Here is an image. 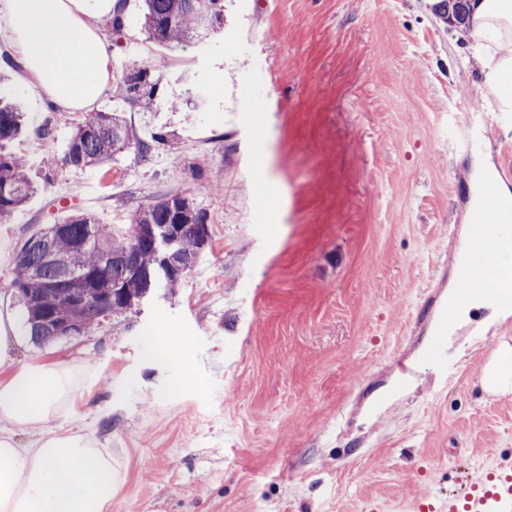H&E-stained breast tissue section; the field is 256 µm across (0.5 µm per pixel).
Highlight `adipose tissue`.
Wrapping results in <instances>:
<instances>
[{"instance_id": "adipose-tissue-1", "label": "adipose tissue", "mask_w": 512, "mask_h": 512, "mask_svg": "<svg viewBox=\"0 0 512 512\" xmlns=\"http://www.w3.org/2000/svg\"><path fill=\"white\" fill-rule=\"evenodd\" d=\"M119 0H5L0 30L20 58L19 81L65 110L90 111L111 79L112 44L96 19ZM467 41L490 104L512 112V0H471ZM11 318L0 315V512H106L112 457L89 434L60 428L83 401L84 367L16 364ZM33 434L19 447L16 431Z\"/></svg>"}]
</instances>
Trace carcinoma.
I'll list each match as a JSON object with an SVG mask.
<instances>
[{"instance_id": "carcinoma-1", "label": "carcinoma", "mask_w": 512, "mask_h": 512, "mask_svg": "<svg viewBox=\"0 0 512 512\" xmlns=\"http://www.w3.org/2000/svg\"><path fill=\"white\" fill-rule=\"evenodd\" d=\"M465 19L464 0H441L437 16L448 23V13ZM144 27L149 37L169 46L197 43L224 25L223 0H144ZM22 132V112L0 98V224L7 223L36 191L29 180L25 160L3 151V144ZM135 137L118 112H98L78 126L71 136L64 162L75 167L106 165L129 147ZM127 224L109 228L90 215L73 212L60 220L62 232L53 236L51 246L58 257L44 261L39 238L25 240L16 255L11 282L22 304L29 336L36 344L53 342L68 333L86 332L109 316L133 310L149 291L145 273L157 261L154 242L145 233L150 225L184 224L186 229L172 245L175 259H199L209 240L204 214L182 195H165L130 211ZM112 264L102 263L103 253ZM133 255L138 271L121 262ZM93 272L92 288L76 285L54 288L52 283L69 273Z\"/></svg>"}]
</instances>
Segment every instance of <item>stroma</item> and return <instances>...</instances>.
Segmentation results:
<instances>
[{
    "label": "stroma",
    "mask_w": 512,
    "mask_h": 512,
    "mask_svg": "<svg viewBox=\"0 0 512 512\" xmlns=\"http://www.w3.org/2000/svg\"><path fill=\"white\" fill-rule=\"evenodd\" d=\"M112 81L140 74L150 107L106 92L139 142L102 167L62 158L84 112L42 108L15 81L38 191L0 224V312L18 363L87 365L74 428L112 455L106 512H415L512 461V395L482 387L512 318L474 308L423 356L468 249L472 163L512 189V112L490 110L465 45L427 0H224V26L172 49L124 0ZM168 192L211 241L175 294L92 332L34 343L10 286L19 246L68 205L116 224ZM185 343L192 378L156 347Z\"/></svg>",
    "instance_id": "35a3bbf8"
}]
</instances>
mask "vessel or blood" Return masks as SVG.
Masks as SVG:
<instances>
[{
    "instance_id": "obj_1",
    "label": "vessel or blood",
    "mask_w": 512,
    "mask_h": 512,
    "mask_svg": "<svg viewBox=\"0 0 512 512\" xmlns=\"http://www.w3.org/2000/svg\"><path fill=\"white\" fill-rule=\"evenodd\" d=\"M478 215L502 241L512 240V200L485 192ZM475 299L512 310V275L500 266L495 250L479 243L470 252L459 292L444 306L428 344L427 365L438 377H447L450 369L448 335ZM445 512H512V465L497 464L475 475L463 492L449 495Z\"/></svg>"
}]
</instances>
